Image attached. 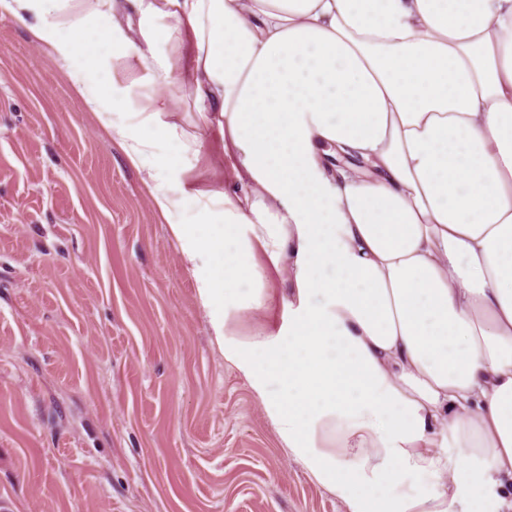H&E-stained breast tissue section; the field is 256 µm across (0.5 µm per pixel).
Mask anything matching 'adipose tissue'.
<instances>
[{"label": "adipose tissue", "instance_id": "ef3b65f1", "mask_svg": "<svg viewBox=\"0 0 512 512\" xmlns=\"http://www.w3.org/2000/svg\"><path fill=\"white\" fill-rule=\"evenodd\" d=\"M68 3L0 13L87 103L138 111L108 135L161 215L201 200L171 235L289 459L347 512H512V0H135V38L116 0ZM173 38L242 198L182 180L190 144L154 151L172 97L137 110L116 77L180 91ZM269 269L280 318L242 332ZM265 286L269 289L274 300L270 314L279 317L282 311V299L288 296V284L283 282L274 271L268 270Z\"/></svg>", "mask_w": 512, "mask_h": 512}]
</instances>
